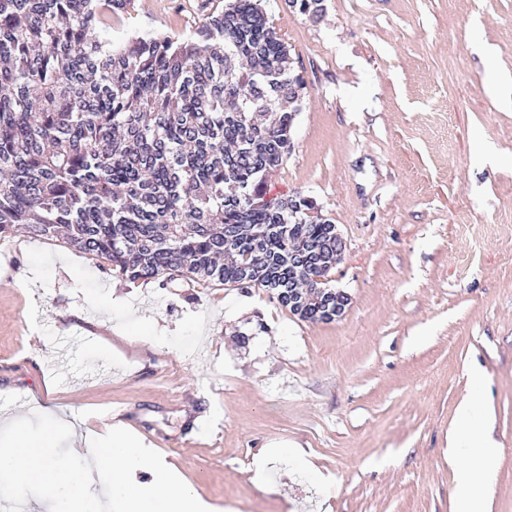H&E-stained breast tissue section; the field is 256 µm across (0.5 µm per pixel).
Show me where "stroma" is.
Returning <instances> with one entry per match:
<instances>
[{"label": "stroma", "instance_id": "1", "mask_svg": "<svg viewBox=\"0 0 512 512\" xmlns=\"http://www.w3.org/2000/svg\"><path fill=\"white\" fill-rule=\"evenodd\" d=\"M225 4L134 0L112 38L176 37ZM261 7L308 88L267 190L336 224L344 317L132 282L17 232L0 238V426L123 423L238 512H455L448 436L473 394L498 450L490 512H512V0ZM288 444L330 491L273 456Z\"/></svg>", "mask_w": 512, "mask_h": 512}]
</instances>
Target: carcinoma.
Masks as SVG:
<instances>
[{"instance_id": "1", "label": "carcinoma", "mask_w": 512, "mask_h": 512, "mask_svg": "<svg viewBox=\"0 0 512 512\" xmlns=\"http://www.w3.org/2000/svg\"><path fill=\"white\" fill-rule=\"evenodd\" d=\"M133 0H0V235L61 237L132 281L264 288L326 244L313 198H269L300 101L257 0L184 38L115 43Z\"/></svg>"}]
</instances>
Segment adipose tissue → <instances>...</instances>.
Returning a JSON list of instances; mask_svg holds the SVG:
<instances>
[{
  "mask_svg": "<svg viewBox=\"0 0 512 512\" xmlns=\"http://www.w3.org/2000/svg\"><path fill=\"white\" fill-rule=\"evenodd\" d=\"M460 428L448 439V463L455 471L456 512H485L483 487L497 459L493 444L482 437V413L473 400L459 409Z\"/></svg>",
  "mask_w": 512,
  "mask_h": 512,
  "instance_id": "obj_1",
  "label": "adipose tissue"
}]
</instances>
